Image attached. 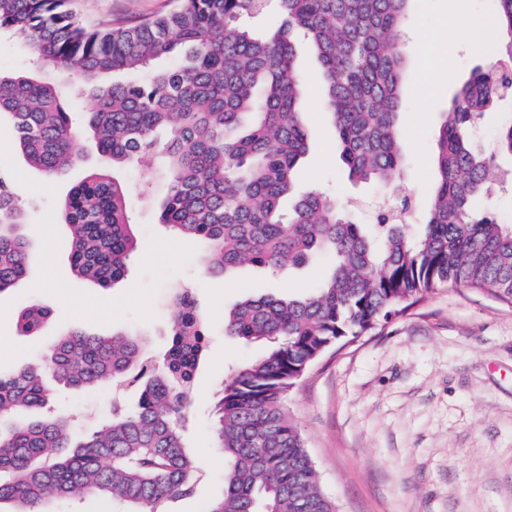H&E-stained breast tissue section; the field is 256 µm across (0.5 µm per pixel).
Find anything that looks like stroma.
I'll list each match as a JSON object with an SVG mask.
<instances>
[{"label":"stroma","mask_w":512,"mask_h":512,"mask_svg":"<svg viewBox=\"0 0 512 512\" xmlns=\"http://www.w3.org/2000/svg\"><path fill=\"white\" fill-rule=\"evenodd\" d=\"M177 0H75L89 23L140 20L166 13ZM474 20L491 18L495 0H412L404 35L409 74L400 114L405 166L398 196L411 204L418 231L435 182L439 125L454 91L475 66L492 61L490 38L459 39L445 20L455 8ZM436 36L433 56L422 40ZM297 65L305 92L309 147L298 183L349 202L359 223H374L386 196L372 185H353L339 159L321 90L319 65L300 46ZM84 163L46 179L22 159L7 126H0V174L8 176L29 210L37 256L27 277L0 294V372L40 360L69 330L137 331L160 353L170 326L175 289L192 290L205 318L207 344L191 390L186 440L197 455L212 446L213 400L229 366L263 353L261 345L224 333V312L262 294L303 295L331 262L270 278L247 266L231 278L205 276L198 241L180 238L159 220L164 184L147 163L117 176L131 190L129 206L138 247L125 278L102 289L76 277L69 236L58 207L86 168L103 165L78 139ZM41 302L51 317L35 335L18 333L19 312ZM53 405L76 430L95 428L111 415L112 390H57ZM288 411L306 442L321 490L338 512H512V304L463 286L444 285L360 336L327 350L288 392ZM192 496L172 512H207L223 489L224 469L199 465Z\"/></svg>","instance_id":"stroma-1"}]
</instances>
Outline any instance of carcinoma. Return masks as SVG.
<instances>
[{"label":"carcinoma","mask_w":512,"mask_h":512,"mask_svg":"<svg viewBox=\"0 0 512 512\" xmlns=\"http://www.w3.org/2000/svg\"><path fill=\"white\" fill-rule=\"evenodd\" d=\"M266 2L180 0L160 17L92 26L71 0H0V32L21 39L37 69L58 77L50 84L0 70V120L24 161L49 177L78 163L81 134L114 170L153 156L155 173L167 179L160 221L207 245L206 275L245 265L277 274L332 257L310 293L247 297L225 315L224 335L261 342L265 352L232 370L218 391L213 448L224 456V491L207 512H336L288 415L296 381L331 346L443 284L512 302V225L481 207L490 186L507 182L497 157H512V114L492 149L475 136L484 113L512 97V0H496L491 19L498 64L475 67L448 104L432 205L414 237L390 208L376 235L336 198L295 181L308 150L296 63L304 41L323 69L349 178L394 187L404 165L398 111L410 0H277V28L256 35L242 19ZM183 46L190 51L177 66H154ZM75 84L92 102L82 128L65 106ZM127 199L122 181L93 169L60 201L71 266L103 288L125 276L137 247ZM34 254L25 211L0 175V293L26 276ZM49 317L32 304L18 328L36 334ZM205 347L194 296L179 288L159 360L141 334L82 330L57 338L44 361L0 372V505L42 512L52 501L94 495L126 512H159L191 495L198 468L185 422ZM49 370L72 390L133 388L136 407L114 399L112 417L78 436L72 418L49 404Z\"/></svg>","instance_id":"1"}]
</instances>
